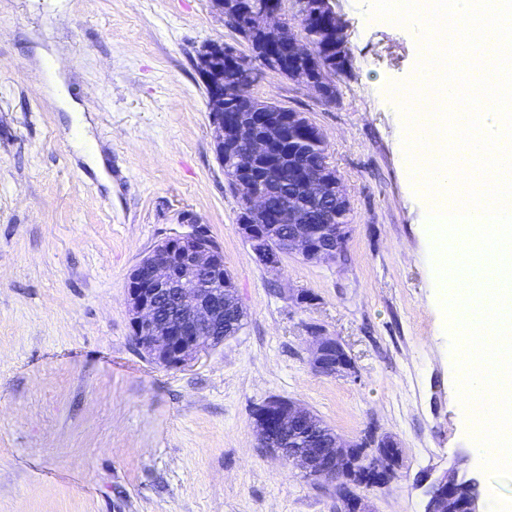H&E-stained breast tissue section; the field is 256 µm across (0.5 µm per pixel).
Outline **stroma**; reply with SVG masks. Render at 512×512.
<instances>
[{
	"instance_id": "35a3bbf8",
	"label": "stroma",
	"mask_w": 512,
	"mask_h": 512,
	"mask_svg": "<svg viewBox=\"0 0 512 512\" xmlns=\"http://www.w3.org/2000/svg\"><path fill=\"white\" fill-rule=\"evenodd\" d=\"M333 6L351 49L338 101L272 71L252 92L322 130L351 231L341 262L286 255L271 270L237 232L214 149L197 51L249 46L211 0H0V512H336L334 485L261 447L251 411L272 398L349 440H397L394 476L358 490L373 512H424L421 477L462 455L484 512L512 504V480L468 453L424 203L390 97L419 62L418 31L369 15L368 0ZM42 40L95 117L111 184L41 90L31 62ZM194 222L223 246L246 317L197 361L164 369L132 336L128 277ZM317 333L344 345L352 375L313 370Z\"/></svg>"
}]
</instances>
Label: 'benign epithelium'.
I'll list each match as a JSON object with an SVG mask.
<instances>
[{"mask_svg":"<svg viewBox=\"0 0 512 512\" xmlns=\"http://www.w3.org/2000/svg\"><path fill=\"white\" fill-rule=\"evenodd\" d=\"M225 19L237 23L243 16L248 26L266 33L261 53L244 54L234 46L208 43L198 54L205 86L207 109L214 128V143L219 162L230 157L237 175H249L261 162L272 159L273 147L286 130L305 125L318 137L321 130L301 112H288L286 119H273L278 105L253 95L240 96L232 103L224 99V76L245 71L256 82L264 71L290 76V80L323 100L332 95L334 70L341 60L338 46L347 42L346 25L337 15L333 0H294V15L325 19L322 39L312 49L306 39L288 24L283 0H259L247 5L231 4ZM249 113L247 120L229 121L226 108ZM303 198L288 199V223L294 229L281 247L267 245L261 224H277L280 217L269 207L270 193L265 185L241 191L245 219L238 233L255 244L256 257L268 268L279 266L285 254H294L309 262H335L340 258L348 225H333L334 213L322 208L335 201L336 210L346 202L342 182L323 171L302 182ZM224 273V250L210 241L205 224H194L190 232L170 238L168 248L155 247L131 271L127 305L133 336L143 354L166 367L181 368L216 344L213 333L224 323V294L230 280ZM340 341L327 336L313 337L311 364L325 375L351 373V359L336 361L328 349ZM256 431L261 446L302 466L307 476L339 483L338 462L347 441L337 436L326 447L304 448L302 434L308 421L304 409L293 402L271 399L262 404ZM479 486L474 477L459 474L454 468L429 482L425 489V512H482L481 497L462 495L465 488Z\"/></svg>","mask_w":512,"mask_h":512,"instance_id":"7a95c632","label":"benign epithelium"}]
</instances>
